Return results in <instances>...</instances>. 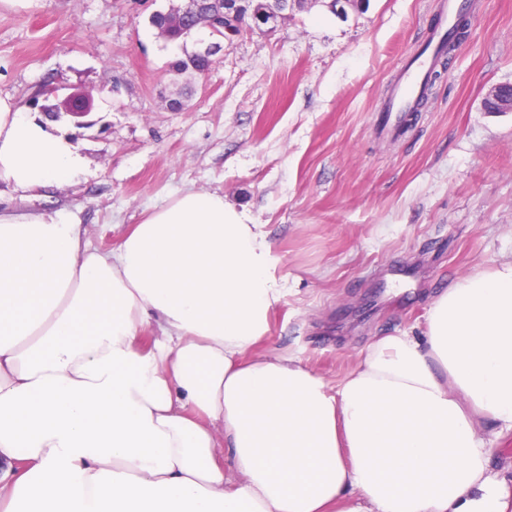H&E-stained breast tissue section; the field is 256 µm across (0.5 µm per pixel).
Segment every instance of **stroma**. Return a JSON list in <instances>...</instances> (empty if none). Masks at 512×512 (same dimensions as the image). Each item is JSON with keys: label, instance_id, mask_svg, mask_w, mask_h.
Instances as JSON below:
<instances>
[{"label": "stroma", "instance_id": "stroma-1", "mask_svg": "<svg viewBox=\"0 0 512 512\" xmlns=\"http://www.w3.org/2000/svg\"><path fill=\"white\" fill-rule=\"evenodd\" d=\"M181 0H0V97L56 79L91 92L92 128L60 127L86 159L27 207L77 211L107 252L185 190L249 210L281 290L264 352L338 382L377 336L418 332L460 277L512 258V0H468V36L434 59L427 102L396 129L381 111L429 46L448 0L323 5L243 30L206 74L150 15ZM183 101V111L169 107Z\"/></svg>", "mask_w": 512, "mask_h": 512}]
</instances>
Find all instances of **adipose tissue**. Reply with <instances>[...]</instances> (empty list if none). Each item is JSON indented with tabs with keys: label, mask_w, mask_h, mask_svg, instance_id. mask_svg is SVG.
<instances>
[{
	"label": "adipose tissue",
	"mask_w": 512,
	"mask_h": 512,
	"mask_svg": "<svg viewBox=\"0 0 512 512\" xmlns=\"http://www.w3.org/2000/svg\"><path fill=\"white\" fill-rule=\"evenodd\" d=\"M84 165L0 97V185ZM79 225L0 204V512H512L479 431H512V260L332 386L255 351L280 290L246 209L188 190L106 254Z\"/></svg>",
	"instance_id": "obj_1"
}]
</instances>
